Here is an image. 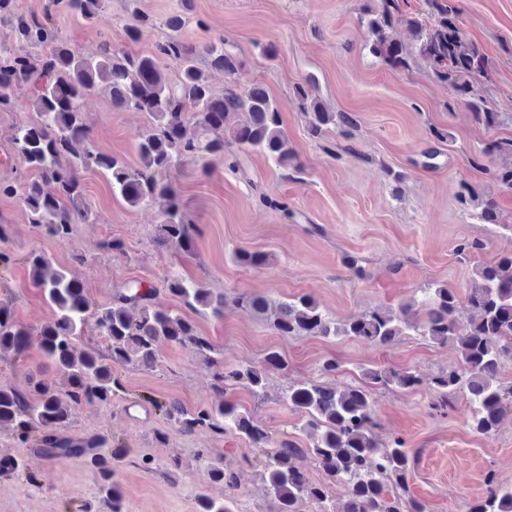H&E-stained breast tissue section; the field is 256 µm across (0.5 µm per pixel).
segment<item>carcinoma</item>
Instances as JSON below:
<instances>
[{
	"label": "carcinoma",
	"mask_w": 512,
	"mask_h": 512,
	"mask_svg": "<svg viewBox=\"0 0 512 512\" xmlns=\"http://www.w3.org/2000/svg\"><path fill=\"white\" fill-rule=\"evenodd\" d=\"M105 0H49L44 14L23 16L15 0H0V23L11 26L16 49H0V111H11L25 95L36 119L15 127L14 151L29 173L24 181L0 182V197H19L39 231L59 242L65 241L72 225L93 224L96 217L84 197L82 174L98 172L109 179L112 193L131 207L144 204L159 207L162 221L156 245L190 251L197 228L190 224L177 187L162 181L158 173L177 169L187 160L204 161L203 173L224 160L228 145L236 146L228 166H241V156L258 153L280 168L298 170L301 164L288 133L282 127L280 105L259 83H244V62L224 41L201 47L180 38L190 5L180 0L178 8L164 20L171 32L166 43L151 54L134 52L106 40L99 53L87 57L65 40L56 26L52 8L63 3L83 19L93 21L103 13ZM437 15L430 27L413 23L420 56L433 66L435 77L456 93V102L467 106L487 127L500 124V113L483 99L475 98L477 79L488 76V59L468 40L448 7L441 0H427ZM397 0H376V6L360 17L368 32L366 47L393 69H407L409 54L393 37ZM154 25L146 15L133 17L122 25L127 43L141 39L143 29ZM179 63L175 78L164 73L161 59ZM210 69L224 73V93H212L198 58ZM316 81L308 77L295 87L294 98L303 112L310 136L323 137L336 128L348 134L355 118L348 112H330L315 95ZM107 93L116 109L144 112L148 128L138 143L140 164L129 167L123 160L97 150L91 143L83 112V101L92 92ZM247 115L243 123L239 114ZM198 130L188 134L187 124ZM458 201L477 211L485 224H506L495 201L485 193L463 185ZM234 263L261 267L268 258L260 252L235 250ZM29 276L54 312L38 336L44 358L64 381L67 390L39 379L28 391L0 386V427H7L20 444L36 431H55L67 426L82 405H110L119 382L114 370L134 366L147 371L160 369V348L164 344L190 345L212 370L215 387L221 392L243 387L262 396L268 373L288 368L282 356L271 351L260 365L224 364L222 352L199 334L184 313L158 302L159 290L134 281L126 284L107 304L95 305L85 286L61 270L51 267L43 254L25 257ZM163 290L192 309L204 308L216 318L224 317V295L214 294L202 284L182 277L164 281ZM239 306L248 314L272 324L281 336H338L356 338L386 347L402 336L415 334L438 344L452 345L457 363L431 380V390L443 402L462 393L470 405V429L491 435L507 411H512V382L501 374L512 362V252L504 253L477 268L473 285L461 298L455 289L439 284L418 300L404 303L395 311L372 310L339 324L309 295L271 305L263 295L241 293ZM468 313L467 323L456 316ZM94 328L103 342L99 349L82 343L88 328ZM31 329L15 322L12 304L0 299V353L23 354ZM422 385L410 368H369L360 382L341 390L323 381L290 385L283 397L289 409L301 414L300 427L310 442L300 447L293 437L274 439L247 412L230 401L189 410L179 402L161 406L166 418L185 434L208 427L247 440L257 449L262 478L275 504L274 512H299L297 505L309 502L315 512H427L426 505L409 495L408 479L414 462L405 442L377 438L370 389L382 386L415 391ZM43 453L50 459L80 457L95 473L103 500L111 512H123L124 495L114 479L113 461L127 456L126 448L96 451L92 440L52 436ZM217 482L224 483V501L205 494L197 497V512H240L234 472L214 464L202 453ZM315 464L331 481L348 487L344 501L329 502L328 485L314 481L308 465ZM24 473L18 457L0 459V476ZM485 494L472 502L467 512H512V487L485 477Z\"/></svg>",
	"instance_id": "obj_1"
}]
</instances>
